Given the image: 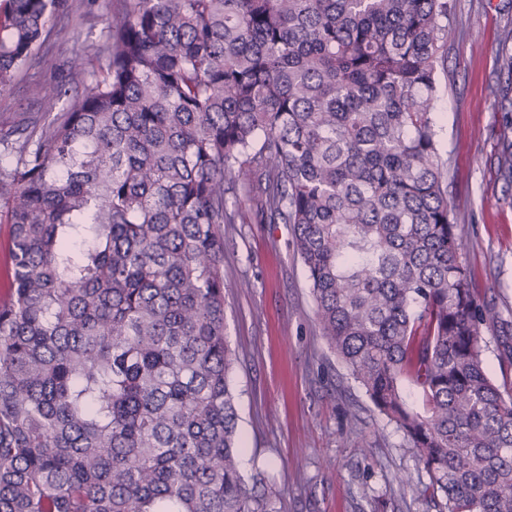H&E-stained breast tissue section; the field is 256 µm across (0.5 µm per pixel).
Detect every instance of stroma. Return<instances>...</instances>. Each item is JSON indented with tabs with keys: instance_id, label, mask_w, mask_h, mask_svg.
Masks as SVG:
<instances>
[{
	"instance_id": "obj_1",
	"label": "stroma",
	"mask_w": 512,
	"mask_h": 512,
	"mask_svg": "<svg viewBox=\"0 0 512 512\" xmlns=\"http://www.w3.org/2000/svg\"><path fill=\"white\" fill-rule=\"evenodd\" d=\"M114 0H73L33 65L0 94V125L43 114L34 85L68 82L74 50L97 48ZM512 0H450L447 61L435 118L448 162V206L462 259L490 302L512 308V181L499 170L500 129L512 122ZM247 190L245 223L224 227V334L244 441L240 468L280 494L279 512H437L398 475L425 477L402 432L386 424L322 338L288 225L259 222Z\"/></svg>"
}]
</instances>
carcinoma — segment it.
I'll list each match as a JSON object with an SVG mask.
<instances>
[{
  "mask_svg": "<svg viewBox=\"0 0 512 512\" xmlns=\"http://www.w3.org/2000/svg\"><path fill=\"white\" fill-rule=\"evenodd\" d=\"M59 111L0 127V512H279L240 470L224 184L290 227L321 336L438 512H512V312L462 261L448 0H116ZM70 0H0V92ZM421 392L409 408L402 384ZM480 344L482 347L485 367L489 376L499 384L503 383V380H505L507 376V381L510 383V380L512 379V373L510 370H508L507 375H505V372L501 371L497 359L495 336L490 329L484 328L482 330Z\"/></svg>",
  "mask_w": 512,
  "mask_h": 512,
  "instance_id": "carcinoma-1",
  "label": "carcinoma"
}]
</instances>
